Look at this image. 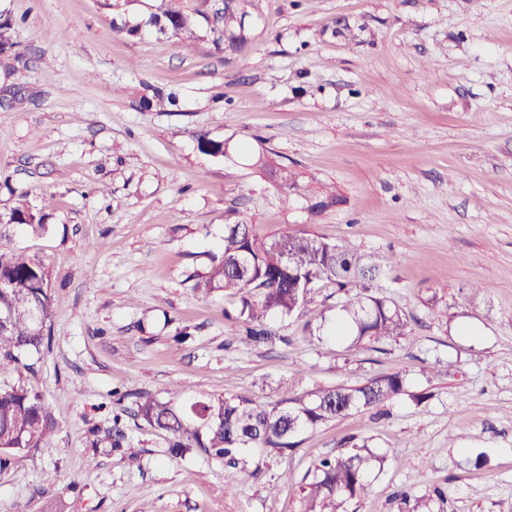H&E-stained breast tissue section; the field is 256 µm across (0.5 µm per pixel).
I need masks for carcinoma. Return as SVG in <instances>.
I'll return each mask as SVG.
<instances>
[{
    "mask_svg": "<svg viewBox=\"0 0 512 512\" xmlns=\"http://www.w3.org/2000/svg\"><path fill=\"white\" fill-rule=\"evenodd\" d=\"M205 3L195 0H155L149 5L146 24L157 32L197 39L199 34L219 44L224 33L238 23L235 8L224 3L213 10L209 23ZM274 184L289 193L301 190L285 168H269ZM0 224H14L32 234L46 228L43 217L22 202L0 213ZM393 262L358 253L345 241L284 228L260 240L250 224L224 225L222 251L211 257L199 275L195 290L207 296L224 290L238 297L239 318L253 341L273 336L267 320L290 317L306 303L315 283L328 281L344 295L342 312L348 319L334 327L336 336H350L356 343H381L405 335L406 323L388 300L376 293V282ZM53 298L49 274L42 263L21 251H0V313L8 314L0 330V376L20 362L22 355L39 351L51 338ZM405 393L402 376L387 374L357 387H334L297 396L292 384L283 382L279 398L269 404L246 397L207 395L187 398L170 387L135 401V416L165 432L171 456L197 449L224 459V467H238L245 448H258L256 468L266 458L296 446L295 438L307 429L333 421L353 411L376 408ZM57 425L44 396L20 383L0 381V471L11 460L40 447ZM344 451L326 456L315 465L301 487V512H346V505L366 496L368 475L386 461L367 445L343 440ZM407 512H432L431 497L402 494Z\"/></svg>",
    "mask_w": 512,
    "mask_h": 512,
    "instance_id": "obj_1",
    "label": "carcinoma"
}]
</instances>
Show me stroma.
I'll use <instances>...</instances> for the list:
<instances>
[{
	"mask_svg": "<svg viewBox=\"0 0 512 512\" xmlns=\"http://www.w3.org/2000/svg\"><path fill=\"white\" fill-rule=\"evenodd\" d=\"M233 3L243 27L217 45L128 34L99 0H0L28 62L0 56V212L22 196L47 225L0 249L42 261L53 296L50 346L7 379L58 424L0 471V512H300L303 479L349 437L396 459L348 512H405L401 493L437 488L434 512H512V0ZM169 93L176 106L159 104ZM262 155L336 204L285 195ZM240 222L396 257L379 292L406 335L327 336L343 297L320 281L272 319L277 341H247L236 297L193 289ZM395 372L405 394L301 432L263 467L244 449L232 476L170 457L132 416L123 448L92 446L116 390L272 402L288 376L303 395Z\"/></svg>",
	"mask_w": 512,
	"mask_h": 512,
	"instance_id": "obj_1",
	"label": "stroma"
}]
</instances>
